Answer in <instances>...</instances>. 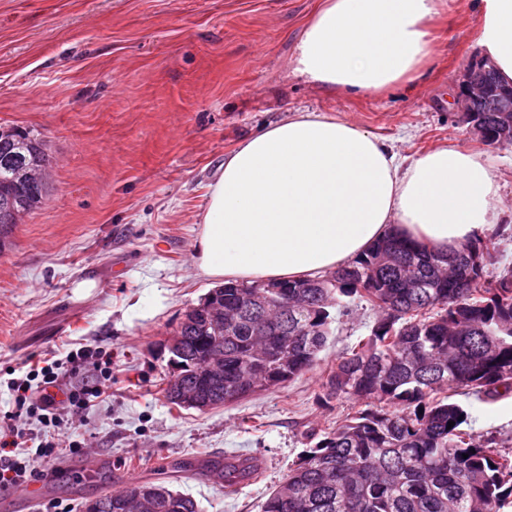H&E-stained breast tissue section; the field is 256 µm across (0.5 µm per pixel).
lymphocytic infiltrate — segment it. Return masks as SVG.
I'll list each match as a JSON object with an SVG mask.
<instances>
[{"mask_svg": "<svg viewBox=\"0 0 512 512\" xmlns=\"http://www.w3.org/2000/svg\"><path fill=\"white\" fill-rule=\"evenodd\" d=\"M67 366L91 368L92 380L81 386L65 383ZM111 385L112 354L99 347L72 348L64 359L30 362L25 374L8 379L12 408L0 413V492L47 477L61 446L82 452L84 441H63V431L74 415L103 402ZM23 417L38 421L39 432L20 428L17 421Z\"/></svg>", "mask_w": 512, "mask_h": 512, "instance_id": "f902f5d3", "label": "lymphocytic infiltrate"}]
</instances>
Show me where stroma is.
Masks as SVG:
<instances>
[{
	"label": "stroma",
	"mask_w": 512,
	"mask_h": 512,
	"mask_svg": "<svg viewBox=\"0 0 512 512\" xmlns=\"http://www.w3.org/2000/svg\"><path fill=\"white\" fill-rule=\"evenodd\" d=\"M320 0H0V125L41 132L49 192L0 252V371L64 352L111 350L104 402L74 424L99 457L63 452L43 501H86L166 473L200 512H261L305 449L304 433L347 414L322 404L321 372L379 313L358 303L333 326L316 371L204 412L176 410L162 389L166 348L187 309L214 288L193 265L206 186L225 156L297 110L355 124L404 155L448 144L483 152L502 204L482 234L494 267L512 265V148H492L459 120L453 97L479 57L470 0H444L428 24L433 53L414 87L327 93L295 76V45ZM474 431L512 440V397L461 398ZM257 458L234 492L183 467Z\"/></svg>",
	"instance_id": "stroma-1"
}]
</instances>
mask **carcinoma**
Returning a JSON list of instances; mask_svg holds the SVG:
<instances>
[{
	"instance_id": "1",
	"label": "carcinoma",
	"mask_w": 512,
	"mask_h": 512,
	"mask_svg": "<svg viewBox=\"0 0 512 512\" xmlns=\"http://www.w3.org/2000/svg\"><path fill=\"white\" fill-rule=\"evenodd\" d=\"M483 143L512 147V113L474 112ZM49 155L41 133L11 126L0 134V243L48 193ZM475 240L438 255L390 235L328 275L275 281L271 288L224 283L194 306L196 320L174 332L172 378L214 408L257 388L283 387L316 369L337 314L359 301L380 311L370 334L338 358L319 400L364 401L335 425L304 434L309 448L262 504V512H512V451L475 433L452 393L487 403L512 395V266L489 270ZM416 287H408L409 283ZM236 310L217 332L208 308ZM224 349V378L198 365ZM455 425L448 427V422ZM257 471L250 458L211 460L207 475L231 487ZM85 512H200L165 482L134 485L84 505Z\"/></svg>"
}]
</instances>
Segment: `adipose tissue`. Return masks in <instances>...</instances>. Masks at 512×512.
<instances>
[{
  "mask_svg": "<svg viewBox=\"0 0 512 512\" xmlns=\"http://www.w3.org/2000/svg\"><path fill=\"white\" fill-rule=\"evenodd\" d=\"M442 0H322L296 46L294 71L333 93L415 81L432 56L429 20ZM480 42L512 83V0H478ZM499 186L462 147L403 156L374 134L319 112H295L224 158L207 188L199 275L238 282L335 271L390 234L440 251L479 238Z\"/></svg>",
  "mask_w": 512,
  "mask_h": 512,
  "instance_id": "adipose-tissue-1",
  "label": "adipose tissue"
}]
</instances>
